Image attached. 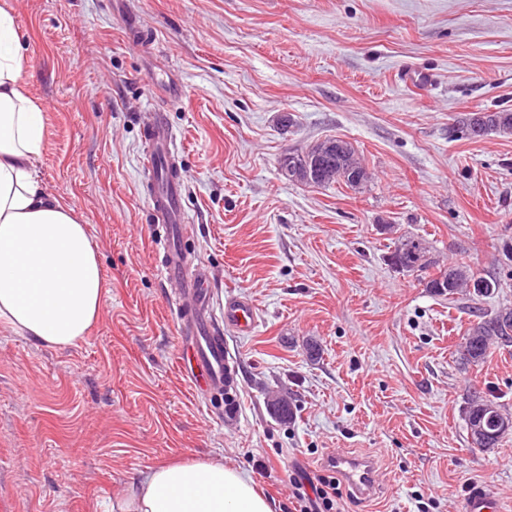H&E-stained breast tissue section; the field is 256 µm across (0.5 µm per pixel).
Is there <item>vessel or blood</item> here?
<instances>
[{"label": "vessel or blood", "mask_w": 512, "mask_h": 512, "mask_svg": "<svg viewBox=\"0 0 512 512\" xmlns=\"http://www.w3.org/2000/svg\"><path fill=\"white\" fill-rule=\"evenodd\" d=\"M146 138L150 143L146 169L156 183L151 197L152 207L162 219L158 227L161 273L168 283L175 285L181 299L179 339L185 355L179 363L198 393L217 396L231 404L236 398L235 363L224 346V335L217 331L216 323L221 320L238 334H250L257 326L256 308L249 299L230 297L225 300L221 315H213L206 277L201 271L191 270L188 253L182 244L186 229L181 206L183 178L171 173L175 148L162 116L154 117L146 130ZM324 464L356 498L376 497L379 471L371 457L339 451L327 456ZM464 512H500V509L492 497L476 489L467 496Z\"/></svg>", "instance_id": "vessel-or-blood-1"}]
</instances>
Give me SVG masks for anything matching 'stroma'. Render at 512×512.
Returning a JSON list of instances; mask_svg holds the SVG:
<instances>
[{
  "label": "stroma",
  "mask_w": 512,
  "mask_h": 512,
  "mask_svg": "<svg viewBox=\"0 0 512 512\" xmlns=\"http://www.w3.org/2000/svg\"><path fill=\"white\" fill-rule=\"evenodd\" d=\"M27 47L47 139L36 161L97 248L106 292L84 340L49 348L0 329V498L24 512H105L140 472L213 458L295 512L288 476L345 450L379 462L378 498L344 512H462L472 488L512 512V440L472 447L466 387L512 414V350L458 363L473 306L512 308V137L458 120L512 109V0H5ZM428 74L409 83V69ZM176 137L238 404L193 396L177 369L179 308L161 275L142 173L145 129ZM338 137L360 189L285 180L280 155ZM444 266L496 277L479 303L397 271L402 235ZM292 421L268 409L276 393ZM220 318L224 321V325L241 335H249L257 327L256 307L246 298H227L222 304Z\"/></svg>",
  "instance_id": "stroma-1"
}]
</instances>
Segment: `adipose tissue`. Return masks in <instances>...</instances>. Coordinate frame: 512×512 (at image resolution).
<instances>
[{
    "mask_svg": "<svg viewBox=\"0 0 512 512\" xmlns=\"http://www.w3.org/2000/svg\"><path fill=\"white\" fill-rule=\"evenodd\" d=\"M28 56L0 6V327L45 347L87 336L102 313L105 280L86 225L45 191L35 167L46 126L25 85ZM112 512H274L244 470L216 459L148 468Z\"/></svg>",
    "mask_w": 512,
    "mask_h": 512,
    "instance_id": "adipose-tissue-1",
    "label": "adipose tissue"
}]
</instances>
